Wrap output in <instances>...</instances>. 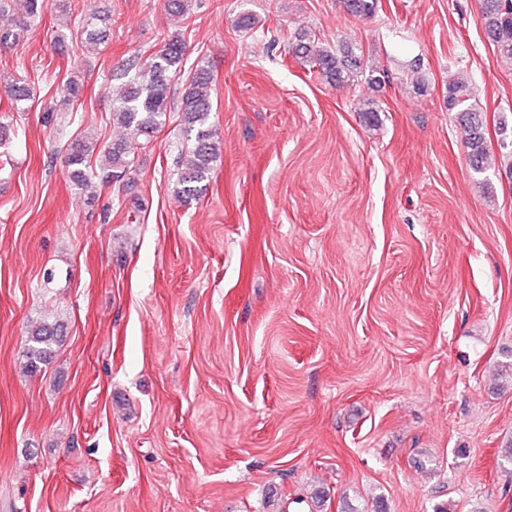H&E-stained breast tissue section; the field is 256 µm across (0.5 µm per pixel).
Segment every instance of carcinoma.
Segmentation results:
<instances>
[{
	"mask_svg": "<svg viewBox=\"0 0 512 512\" xmlns=\"http://www.w3.org/2000/svg\"><path fill=\"white\" fill-rule=\"evenodd\" d=\"M10 2L16 17L13 25L0 28V44L24 40L49 5L57 6L62 12L67 10L61 0ZM341 3L348 14L366 20L376 13L378 0H341ZM476 12L494 53L512 67V0H476ZM73 32L92 54L112 38V22L109 16L93 12L84 17L77 30L65 25L58 36L63 38ZM184 55L182 39L173 35L157 53L144 59L135 56L126 64L103 73L105 81L118 83L112 122L126 132V137L101 148L98 139L83 135L67 145L62 164L75 189L83 191L97 184L107 186L123 179L134 164V147L149 144L174 115L187 142L178 157L176 194L186 203L202 196L221 157L216 131L210 121L212 78L205 64L196 65L192 77L184 85L178 106L171 109L169 83L182 70ZM291 55L338 87L354 83L360 74L359 48L352 44L335 47L311 29L304 28L295 33ZM5 92L10 100L8 111H25L31 100L27 86L14 82L5 87ZM447 106L448 111L454 113L461 131L466 160L474 179L479 187L487 190L490 185L488 172L496 161L489 147L487 115L480 110L468 80L457 78L448 82ZM496 134L504 166L512 175V125L507 116L499 117ZM63 332L64 324L53 317L30 326L23 351L27 373L35 376L50 364Z\"/></svg>",
	"mask_w": 512,
	"mask_h": 512,
	"instance_id": "obj_1",
	"label": "carcinoma"
}]
</instances>
